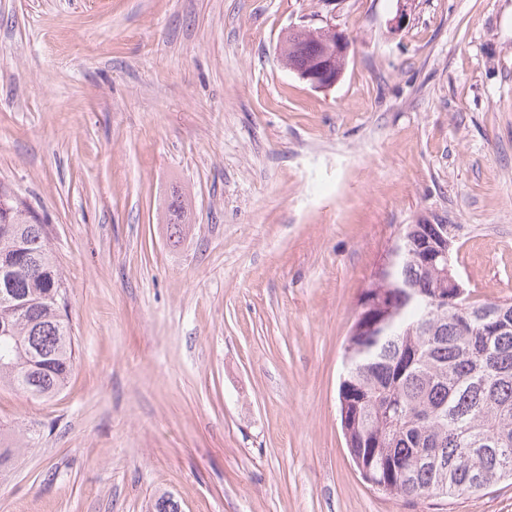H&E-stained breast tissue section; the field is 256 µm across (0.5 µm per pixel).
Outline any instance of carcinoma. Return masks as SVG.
<instances>
[{"label":"carcinoma","instance_id":"1","mask_svg":"<svg viewBox=\"0 0 512 512\" xmlns=\"http://www.w3.org/2000/svg\"><path fill=\"white\" fill-rule=\"evenodd\" d=\"M0 183V386L55 396L75 362L66 289L46 225ZM168 223L185 210L171 192ZM363 290L338 388L350 456L376 491L410 501L477 494L512 479V298L448 287L430 253L453 224H406Z\"/></svg>","mask_w":512,"mask_h":512}]
</instances>
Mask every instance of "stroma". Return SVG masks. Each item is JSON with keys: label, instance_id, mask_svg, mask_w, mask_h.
I'll return each mask as SVG.
<instances>
[{"label": "stroma", "instance_id": "obj_1", "mask_svg": "<svg viewBox=\"0 0 512 512\" xmlns=\"http://www.w3.org/2000/svg\"><path fill=\"white\" fill-rule=\"evenodd\" d=\"M304 25L352 41L331 88L278 58ZM0 182L76 340L56 396L0 389V435H39L0 512H512L510 479L373 491L338 412L402 225H456L466 288L512 297V0H0Z\"/></svg>", "mask_w": 512, "mask_h": 512}]
</instances>
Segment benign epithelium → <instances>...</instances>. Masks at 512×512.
Returning a JSON list of instances; mask_svg holds the SVG:
<instances>
[{
    "label": "benign epithelium",
    "instance_id": "7a95c632",
    "mask_svg": "<svg viewBox=\"0 0 512 512\" xmlns=\"http://www.w3.org/2000/svg\"><path fill=\"white\" fill-rule=\"evenodd\" d=\"M314 40L312 49L314 59L306 68L293 69L302 80L315 89H325L334 86L342 77L351 41L349 36L333 26H323L316 29L299 26L288 31V45L280 47L279 60L282 65H288L286 49L293 48L295 42Z\"/></svg>",
    "mask_w": 512,
    "mask_h": 512
}]
</instances>
